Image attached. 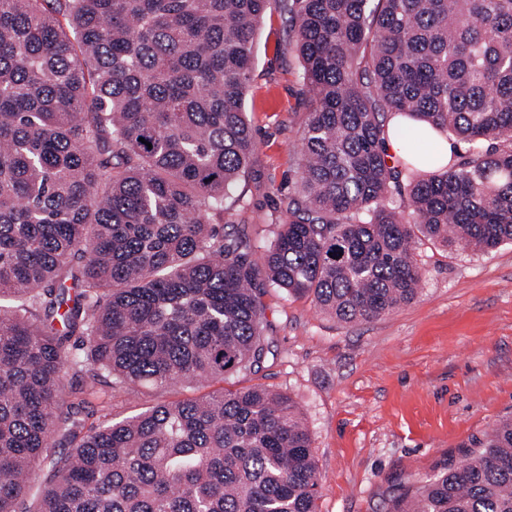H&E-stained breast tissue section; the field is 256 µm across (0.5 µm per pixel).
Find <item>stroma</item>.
I'll return each instance as SVG.
<instances>
[{"label": "stroma", "mask_w": 512, "mask_h": 512, "mask_svg": "<svg viewBox=\"0 0 512 512\" xmlns=\"http://www.w3.org/2000/svg\"><path fill=\"white\" fill-rule=\"evenodd\" d=\"M292 22L273 4L257 33L245 107L256 149L225 211L261 259L294 192L309 92ZM418 295L369 321L342 322L310 297L262 296L275 356L225 379L112 394L120 419L226 387L290 394L305 418L318 473L317 512H386L392 491L460 461L476 436L512 417V244L490 252L425 241Z\"/></svg>", "instance_id": "1"}]
</instances>
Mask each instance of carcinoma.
I'll return each instance as SVG.
<instances>
[{
  "label": "carcinoma",
  "instance_id": "cac0c4a2",
  "mask_svg": "<svg viewBox=\"0 0 512 512\" xmlns=\"http://www.w3.org/2000/svg\"><path fill=\"white\" fill-rule=\"evenodd\" d=\"M269 4L0 0V512H317L291 396L116 420L112 390L260 366L268 288L365 321L414 299L422 239L512 243V0H284L310 97L282 230L250 259L214 220L255 151ZM425 124L465 151L442 163ZM387 512H512V418Z\"/></svg>",
  "mask_w": 512,
  "mask_h": 512
}]
</instances>
